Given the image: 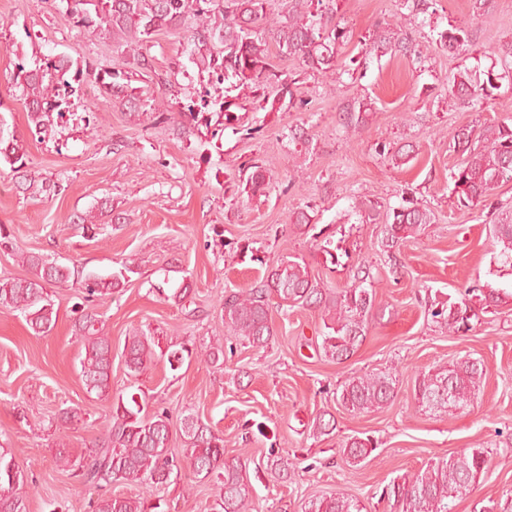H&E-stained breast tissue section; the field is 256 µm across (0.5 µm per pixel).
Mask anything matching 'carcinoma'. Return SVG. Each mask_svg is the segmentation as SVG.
<instances>
[{
    "instance_id": "1",
    "label": "carcinoma",
    "mask_w": 512,
    "mask_h": 512,
    "mask_svg": "<svg viewBox=\"0 0 512 512\" xmlns=\"http://www.w3.org/2000/svg\"><path fill=\"white\" fill-rule=\"evenodd\" d=\"M66 14L73 27L104 35L125 48L126 56L106 68H94L95 80L113 106L134 104L129 93L127 65L142 70L151 68L141 51L145 39L162 29H175L186 16L195 18L188 55L196 66L224 78V98L206 92L185 113L194 126L208 127L216 122L228 128L238 119L235 112L244 109L242 92L252 93L256 111L268 108L289 112L301 108L294 96L293 79L284 80L272 63L270 46L280 52L298 56L311 70L327 73L336 69L342 47L351 40L348 30L334 22L338 0H301L293 14L283 18L267 17V0H64ZM219 11L222 23L212 22ZM437 47L450 54L471 55L468 31L453 26L437 32L432 39ZM421 55L422 51L406 42L392 28L382 30L373 39L365 57L385 55ZM81 69H72L65 56H54L27 67L19 64L11 80L22 90L28 118L40 134L54 124L67 107L61 88L75 92L72 83L79 80ZM512 75V65L504 63L502 72L490 67L482 72L464 65L448 77V98L476 107L493 98L498 81ZM278 84L280 96L271 102L265 86ZM453 148L465 155L450 172V198L458 209L478 207L494 196L505 182H512V127L506 124L463 125L453 135ZM0 159L15 171L26 165V154L17 137L8 143L0 138ZM251 172L240 171L244 192L255 194L273 183L271 169L250 165ZM361 222L386 226V247L400 246L422 226L434 223L431 209L404 200L398 207L384 208L379 202L361 200L354 203ZM492 235L502 244L503 261L512 264V211H501L492 224ZM21 261L34 271L26 279H0V307L18 311L36 335L50 332L57 318L47 287L63 284L71 278L69 267L48 262L31 253ZM130 265L109 276L90 273L78 284L86 299L109 295L125 284ZM350 287L333 291L321 288L309 269L299 259H285L268 264L263 279L246 293L224 297V325L232 334L256 349L272 342L269 298L276 295L279 306L286 308L316 306L322 309L326 332L321 334L322 349L329 359L341 362L354 354L366 338L369 316L375 302L373 290L364 286L369 273L358 267ZM500 302V292L467 287L459 297L447 298L431 310L448 332L466 334L473 330L472 320L478 312ZM84 357L80 360L81 377L88 392L110 401V412L101 436L93 448L74 455L59 449L56 463L64 471L77 475L86 493L103 483H166L173 471L169 444L172 418L167 411L152 417L141 416L142 408L135 395L110 398L112 375V340L101 315L81 309L74 322ZM159 341L143 332L128 337L124 344L127 374L136 377L155 360L164 358L170 368L181 365L192 351L182 343L171 342L157 351ZM200 356L212 367L224 365V347L216 342L200 347ZM485 376L481 362L458 361L415 381V398L421 406L460 409L468 406ZM396 376L391 372L369 373L347 379L336 392L338 405L351 413L382 409L394 401ZM180 431L186 443V459L194 478L213 484L216 490L215 512H255L251 484L243 473L240 460L224 459V438L191 415L180 417ZM377 449L368 436L353 435L341 445L342 456L351 466L366 461ZM487 455L481 448H463L447 458L433 460L413 475L394 478L386 487L390 512H451L450 502L470 490L487 469ZM296 465L284 457L267 460L265 470L275 479H284ZM27 481L10 450L0 448V512H27ZM160 498L99 495L92 501V512H166ZM307 512H362L359 501L343 491L309 501Z\"/></svg>"
}]
</instances>
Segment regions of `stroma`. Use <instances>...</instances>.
I'll return each instance as SVG.
<instances>
[{"instance_id": "stroma-1", "label": "stroma", "mask_w": 512, "mask_h": 512, "mask_svg": "<svg viewBox=\"0 0 512 512\" xmlns=\"http://www.w3.org/2000/svg\"><path fill=\"white\" fill-rule=\"evenodd\" d=\"M395 0H340L338 16L353 38L340 64L362 59V37L393 22ZM438 29L466 27L474 50L512 43V0H437ZM191 23L160 31L144 43L152 68L130 76L136 108L112 106L101 94L93 67L119 51L104 37L73 28L62 0H0V132L20 137L25 173L0 165V224L12 249H0V278L25 279L20 257L35 253L77 270L109 275L123 264L136 272L124 288L96 298L112 339V389L145 398V410L172 417L192 413L224 436V455L240 457L259 512H304L314 497L337 490L358 498L363 512H389L382 490L430 459L481 448L488 467L479 483L452 503V512H512V266L503 263L484 207L453 204L449 173L461 156L450 146L462 125L512 121V79L494 100L463 108L449 100V76L460 57L437 50L426 59H369L360 77L321 74L294 55L274 53L280 74L295 78L303 109L240 112L234 128L183 125L181 112L200 90L202 73L190 63ZM63 54L84 66L70 98V114L49 132L30 131L22 92L12 86L17 64L33 66ZM370 104L364 124L343 126L346 109ZM166 122H157L158 113ZM304 124L307 140L294 143L288 129ZM385 145L387 154L377 151ZM410 144L412 159L394 164L391 150ZM275 168L279 183L248 196L238 170L248 163ZM59 183V195L42 192ZM413 199L436 221L399 248L384 252V224L360 223L357 199L399 206ZM308 208L317 228L349 254L331 265L320 238L296 230L292 213ZM85 225H78V218ZM303 257L321 287L350 286L353 267L366 266L375 293L367 336L347 360L326 358L319 309H273L275 340L254 349L224 327L225 294L252 288L264 261ZM189 285L187 305L165 300L166 290ZM499 290V306L481 313L473 331L449 334L431 315L433 300L467 286ZM72 284L54 288V328L37 335L20 312L0 308V448L9 449L31 487L28 512H92L70 473L56 464L59 443L78 454L91 447L110 403L87 392L73 332ZM151 332L189 345L224 343V366L198 358L176 369L160 360L136 377L121 357L126 336ZM463 358L486 369L474 402L464 409L427 411L414 400L419 374ZM391 371L397 396L389 406L353 414L338 407L336 390L348 378ZM79 407L80 420L63 422L61 409ZM329 411L336 429L317 435L313 421ZM366 433L377 450L361 468L348 466L340 446ZM180 434L171 448L177 471L157 490L169 512H211L215 489L192 483ZM301 464L288 481L260 471L269 455Z\"/></svg>"}]
</instances>
